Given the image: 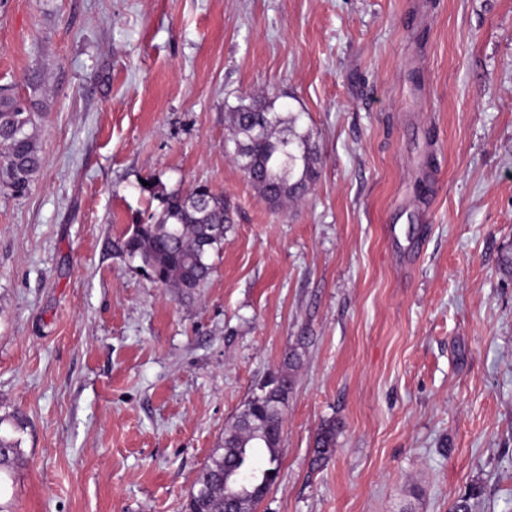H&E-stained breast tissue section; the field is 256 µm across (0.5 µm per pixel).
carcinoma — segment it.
<instances>
[{
	"mask_svg": "<svg viewBox=\"0 0 512 512\" xmlns=\"http://www.w3.org/2000/svg\"><path fill=\"white\" fill-rule=\"evenodd\" d=\"M37 109L39 103L28 104L0 88V185L16 197L28 193L43 166L35 134ZM298 121L299 114L276 112L272 104L255 98L231 112L237 134L235 162L258 196L271 205L305 195L319 176L316 148L310 134L298 130ZM158 199L161 216L154 223L131 225L120 250L141 259L152 283L192 296L213 272V256L219 254L231 223L230 204L205 183L187 193L160 194ZM299 363L298 351L288 350L286 370L269 375L244 404L249 412L237 415L224 441L199 471L185 512H224L226 468L247 471L255 465L279 473L283 407L293 385L291 371ZM12 429L11 435L0 434V512H12L6 500L9 484L24 462L22 440L16 437L23 429L22 418H14ZM337 432L334 421L321 425L313 464L320 466L334 454ZM268 491L259 479L241 483L240 512H253Z\"/></svg>",
	"mask_w": 512,
	"mask_h": 512,
	"instance_id": "obj_1",
	"label": "carcinoma"
}]
</instances>
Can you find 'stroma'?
Returning <instances> with one entry per match:
<instances>
[{"label":"stroma","instance_id":"35a3bbf8","mask_svg":"<svg viewBox=\"0 0 512 512\" xmlns=\"http://www.w3.org/2000/svg\"><path fill=\"white\" fill-rule=\"evenodd\" d=\"M5 87L44 102L39 178L0 191L14 512H181L292 348L254 512H512V0H0ZM253 97L317 145L300 200L233 158ZM147 181L231 205L192 296L118 249ZM337 432L334 421L321 425L315 437L313 464L320 466L334 454Z\"/></svg>","mask_w":512,"mask_h":512}]
</instances>
